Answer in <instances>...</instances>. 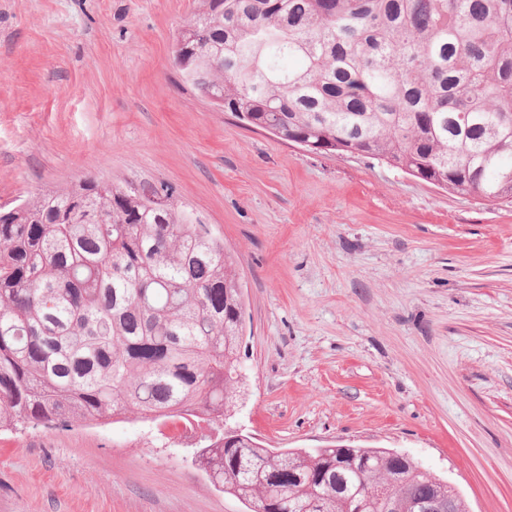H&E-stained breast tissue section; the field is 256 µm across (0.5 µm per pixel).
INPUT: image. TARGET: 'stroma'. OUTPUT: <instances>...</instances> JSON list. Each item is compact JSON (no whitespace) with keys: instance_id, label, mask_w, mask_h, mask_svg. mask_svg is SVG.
I'll use <instances>...</instances> for the list:
<instances>
[{"instance_id":"1","label":"stroma","mask_w":512,"mask_h":512,"mask_svg":"<svg viewBox=\"0 0 512 512\" xmlns=\"http://www.w3.org/2000/svg\"><path fill=\"white\" fill-rule=\"evenodd\" d=\"M196 0H0V204L165 184L243 273L233 424L267 448H388L512 512V201L242 126L173 64ZM206 422L0 431V512H247Z\"/></svg>"}]
</instances>
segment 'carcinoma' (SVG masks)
<instances>
[{"mask_svg":"<svg viewBox=\"0 0 512 512\" xmlns=\"http://www.w3.org/2000/svg\"><path fill=\"white\" fill-rule=\"evenodd\" d=\"M174 55L248 128L512 199V0H198ZM240 280L165 184L86 178L1 215L0 430L203 416L223 433L194 462L250 512H386L387 475L469 512L388 448L282 451L231 425Z\"/></svg>","mask_w":512,"mask_h":512,"instance_id":"cac0c4a2","label":"carcinoma"}]
</instances>
